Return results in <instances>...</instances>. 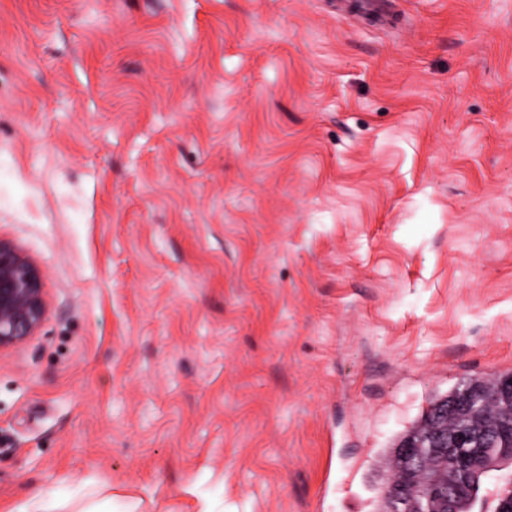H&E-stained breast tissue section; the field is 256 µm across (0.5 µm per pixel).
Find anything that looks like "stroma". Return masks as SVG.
I'll return each instance as SVG.
<instances>
[{
	"label": "stroma",
	"instance_id": "1",
	"mask_svg": "<svg viewBox=\"0 0 512 512\" xmlns=\"http://www.w3.org/2000/svg\"><path fill=\"white\" fill-rule=\"evenodd\" d=\"M0 512H371L512 373V0H0ZM45 313L40 269L17 247L0 240V350L34 336ZM58 501L56 492H42L35 493L26 503L19 506L13 512H52L55 509V504Z\"/></svg>",
	"mask_w": 512,
	"mask_h": 512
}]
</instances>
